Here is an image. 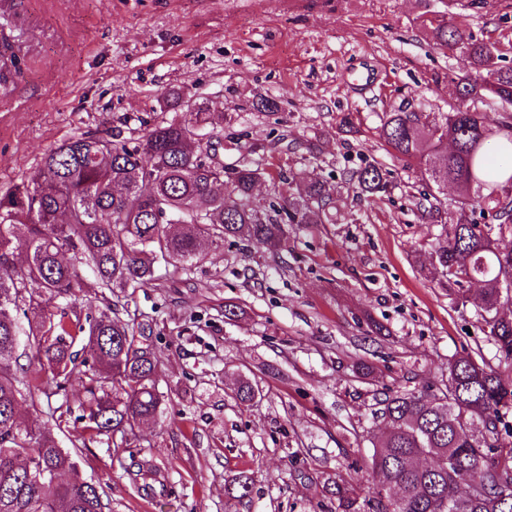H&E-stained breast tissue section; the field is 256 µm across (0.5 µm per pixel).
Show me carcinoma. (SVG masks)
<instances>
[{
  "label": "carcinoma",
  "instance_id": "1",
  "mask_svg": "<svg viewBox=\"0 0 512 512\" xmlns=\"http://www.w3.org/2000/svg\"><path fill=\"white\" fill-rule=\"evenodd\" d=\"M433 38L463 63L461 104L438 116L388 112L379 136L424 168L422 218L445 232L431 265L440 287L461 298L465 284L478 281L482 332L498 363L466 356L448 364L435 391L388 393L377 414L390 433L371 457L372 496L360 504L336 487L341 512H512V497H502L512 484V320L498 316L512 303V166L494 162L512 155V66L498 65L493 44L446 22ZM480 104L502 112L493 120ZM212 131L210 113L198 106L187 120L106 136L80 132L0 190V512H111L102 487L79 474L75 455L52 434L22 425L18 406H37L38 390L62 418L72 413L78 379L77 419L122 444L161 413L156 355L141 341L146 327L118 316L131 291L151 285L162 264L202 263L208 242L244 234L250 246L277 250L288 240L286 225L327 215L332 188L323 181L295 188L281 176L274 200L255 203L265 169L212 165L208 148L196 144ZM388 176L370 164L350 179L374 196L388 190ZM448 184L457 192L451 212L437 196ZM84 268L111 300L97 316L71 321L65 308L85 292ZM79 334L90 364L70 352ZM25 347L46 377L42 386L24 381ZM227 482L240 498L250 496L247 473Z\"/></svg>",
  "mask_w": 512,
  "mask_h": 512
}]
</instances>
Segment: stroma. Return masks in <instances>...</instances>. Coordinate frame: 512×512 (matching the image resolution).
Returning <instances> with one entry per match:
<instances>
[{
  "label": "stroma",
  "mask_w": 512,
  "mask_h": 512,
  "mask_svg": "<svg viewBox=\"0 0 512 512\" xmlns=\"http://www.w3.org/2000/svg\"><path fill=\"white\" fill-rule=\"evenodd\" d=\"M334 2L0 0L14 54L0 60V188L76 133L175 116L165 94L178 89L221 126L225 167L272 162L335 186L330 220L289 225L281 250L230 238L129 297L124 317L149 325L171 393L127 447L100 437L76 451L82 476L111 488L112 512H339L336 487L370 494L386 393L441 385L467 355L496 361L475 302L429 272L442 227L416 210L423 169L378 128L393 110L457 104L461 62L433 47L429 21L512 66V0ZM361 64L374 82L359 95L347 79ZM263 97L278 112L258 108ZM345 113L353 132L338 128ZM374 161L391 185L366 199L343 174ZM243 376L260 392L249 407L234 398ZM240 471L253 478L243 500L225 484Z\"/></svg>",
  "instance_id": "1"
}]
</instances>
